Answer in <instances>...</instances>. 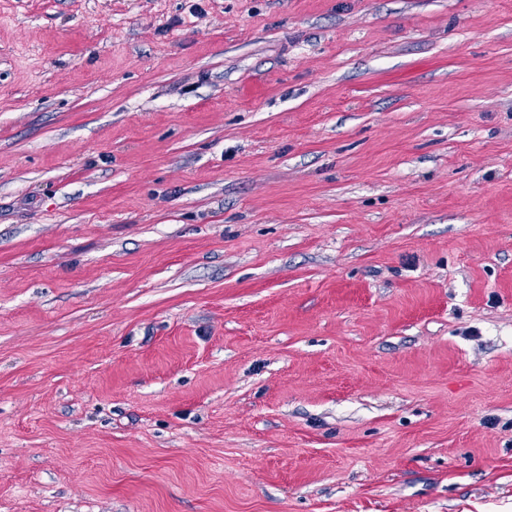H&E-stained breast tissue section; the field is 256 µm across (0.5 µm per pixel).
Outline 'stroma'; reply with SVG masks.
Masks as SVG:
<instances>
[{
	"label": "stroma",
	"instance_id": "obj_1",
	"mask_svg": "<svg viewBox=\"0 0 512 512\" xmlns=\"http://www.w3.org/2000/svg\"><path fill=\"white\" fill-rule=\"evenodd\" d=\"M0 512H512V0H0Z\"/></svg>",
	"mask_w": 512,
	"mask_h": 512
}]
</instances>
